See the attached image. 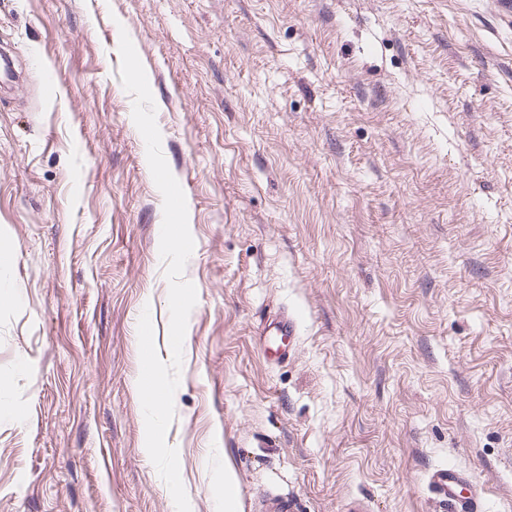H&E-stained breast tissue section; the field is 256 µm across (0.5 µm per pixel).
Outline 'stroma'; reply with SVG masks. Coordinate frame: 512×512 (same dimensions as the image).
I'll list each match as a JSON object with an SVG mask.
<instances>
[{
	"label": "stroma",
	"instance_id": "35a3bbf8",
	"mask_svg": "<svg viewBox=\"0 0 512 512\" xmlns=\"http://www.w3.org/2000/svg\"><path fill=\"white\" fill-rule=\"evenodd\" d=\"M195 241L167 443L191 512H512V14L503 0H0V512H175L137 325L170 360L163 198ZM292 313L293 354L256 332ZM428 486L448 512H484L482 490L468 472L452 466L433 468ZM258 512H296V503L288 494L272 493L267 499L259 500Z\"/></svg>",
	"mask_w": 512,
	"mask_h": 512
}]
</instances>
